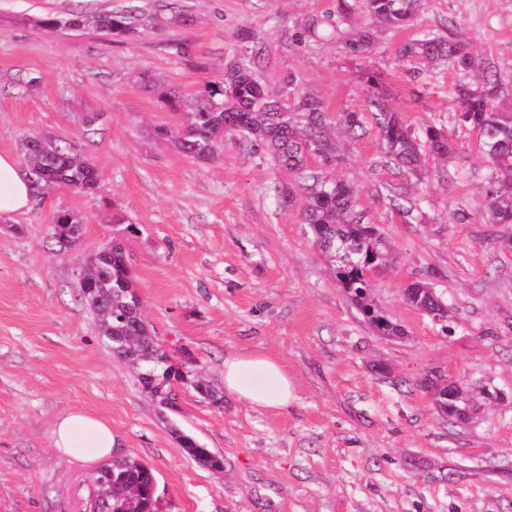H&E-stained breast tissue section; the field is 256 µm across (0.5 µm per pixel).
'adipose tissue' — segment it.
<instances>
[{
    "instance_id": "obj_1",
    "label": "adipose tissue",
    "mask_w": 512,
    "mask_h": 512,
    "mask_svg": "<svg viewBox=\"0 0 512 512\" xmlns=\"http://www.w3.org/2000/svg\"><path fill=\"white\" fill-rule=\"evenodd\" d=\"M33 187L15 159L0 154V214L27 211ZM224 387L238 398L265 408L284 410L295 398L294 384L286 368L261 353L232 354L224 359ZM55 450L81 465L108 458L119 447L110 424L81 410L59 417L52 430Z\"/></svg>"
}]
</instances>
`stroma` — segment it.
I'll use <instances>...</instances> for the list:
<instances>
[{"label":"stroma","mask_w":512,"mask_h":512,"mask_svg":"<svg viewBox=\"0 0 512 512\" xmlns=\"http://www.w3.org/2000/svg\"><path fill=\"white\" fill-rule=\"evenodd\" d=\"M337 4L0 0V153L21 157L23 138L42 135L100 173L93 190L39 189L28 211L0 217V512H88L91 468L52 445L56 418L74 409L110 422L120 454L155 470L164 512H512V224L486 220L487 165L478 133L456 119V73L417 74L396 56L429 31L469 41L512 79V0H425L412 26L382 31L364 58L344 35L377 22L357 9L334 34L322 20ZM133 5L157 22L117 41L38 24ZM254 49L266 83L290 75L330 112L358 113L355 133L336 132L335 173L388 243L371 296L400 335L376 334L339 288L299 204L272 193L295 175L261 147L229 140L202 161L156 138L176 117L138 74L191 98ZM365 64L405 126L436 123L455 142L428 181L388 163ZM60 211L83 221L66 250L53 237ZM115 240L147 321L193 376L223 391L225 357L262 351L287 369L296 401L278 411L225 393L217 406L187 383L177 413H160L80 299L84 260ZM415 282L442 298L447 324L406 302ZM432 372L470 388L469 423L437 412L419 385ZM486 386L500 399L486 400ZM178 429L223 472L189 459Z\"/></svg>","instance_id":"obj_1"}]
</instances>
